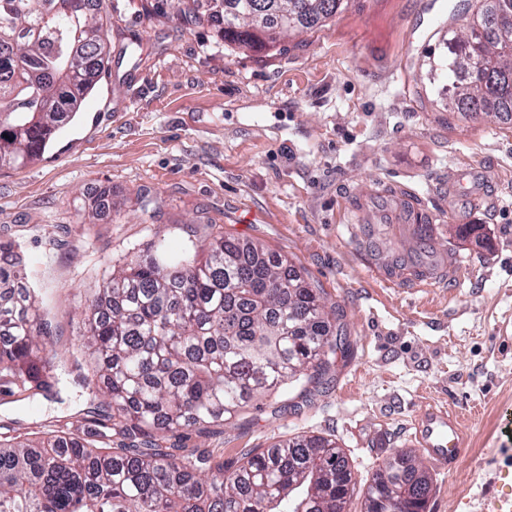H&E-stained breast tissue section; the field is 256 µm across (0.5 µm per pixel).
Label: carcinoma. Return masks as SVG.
Instances as JSON below:
<instances>
[{
    "mask_svg": "<svg viewBox=\"0 0 512 512\" xmlns=\"http://www.w3.org/2000/svg\"><path fill=\"white\" fill-rule=\"evenodd\" d=\"M97 0H0V168L40 157L73 125L112 63ZM187 26L263 49L314 30L347 0H169ZM512 0L470 15L478 37L450 34L437 54L448 104L512 118ZM21 244L0 242V392L58 396L52 326ZM72 354L110 397L83 424L29 443L0 440V512H348V459L321 436L290 440L226 467L181 455L190 432L241 415L261 397L319 385L350 344L321 289L264 245L222 232L168 259L157 249L104 272ZM170 446L164 447L162 443ZM430 478L410 451L372 476L363 512H425Z\"/></svg>",
    "mask_w": 512,
    "mask_h": 512,
    "instance_id": "obj_1",
    "label": "carcinoma"
}]
</instances>
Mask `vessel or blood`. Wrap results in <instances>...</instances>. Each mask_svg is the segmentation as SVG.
I'll use <instances>...</instances> for the list:
<instances>
[{
    "instance_id": "vessel-or-blood-1",
    "label": "vessel or blood",
    "mask_w": 512,
    "mask_h": 512,
    "mask_svg": "<svg viewBox=\"0 0 512 512\" xmlns=\"http://www.w3.org/2000/svg\"><path fill=\"white\" fill-rule=\"evenodd\" d=\"M412 445L437 471L453 472L464 454L457 418L445 408H426L414 421Z\"/></svg>"
}]
</instances>
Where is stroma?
Instances as JSON below:
<instances>
[{
    "instance_id": "1",
    "label": "stroma",
    "mask_w": 512,
    "mask_h": 512,
    "mask_svg": "<svg viewBox=\"0 0 512 512\" xmlns=\"http://www.w3.org/2000/svg\"><path fill=\"white\" fill-rule=\"evenodd\" d=\"M466 3L348 0L257 51L184 25L166 0H103L112 65L82 122L0 168V239L21 243L67 370L88 284L220 227L322 288L350 351L322 385L255 400L186 452L230 464L299 436L335 439L361 512V488L407 449L425 407L443 405L461 413L467 453L453 475L430 471L426 512H512V121L448 110L427 75ZM106 186L112 212L90 220ZM448 260L454 278L426 281ZM86 399L76 385L60 400L7 397L0 426L72 429Z\"/></svg>"
}]
</instances>
